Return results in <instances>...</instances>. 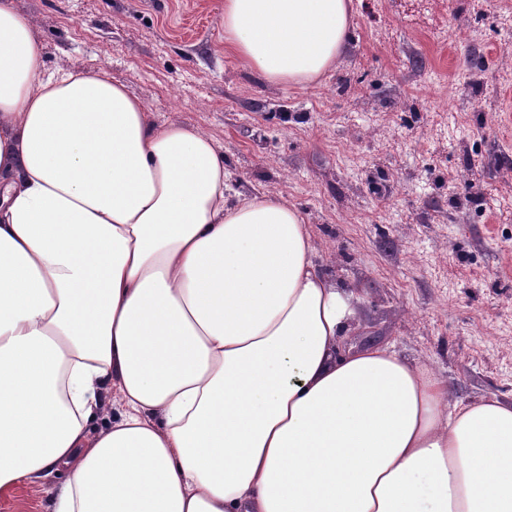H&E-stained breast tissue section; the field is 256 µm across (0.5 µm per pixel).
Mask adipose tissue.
<instances>
[{
  "label": "adipose tissue",
  "instance_id": "adipose-tissue-1",
  "mask_svg": "<svg viewBox=\"0 0 512 512\" xmlns=\"http://www.w3.org/2000/svg\"><path fill=\"white\" fill-rule=\"evenodd\" d=\"M352 0H224L267 82L333 68ZM201 129L106 71L45 74L0 0V490L52 512H512V403L449 404L282 197L231 204ZM120 404L107 421L105 394ZM61 474L35 482H23L8 492L0 493V512H50L54 489Z\"/></svg>",
  "mask_w": 512,
  "mask_h": 512
}]
</instances>
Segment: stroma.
Instances as JSON below:
<instances>
[{"mask_svg":"<svg viewBox=\"0 0 512 512\" xmlns=\"http://www.w3.org/2000/svg\"><path fill=\"white\" fill-rule=\"evenodd\" d=\"M45 72L106 69L154 123L212 137L231 194L300 210L314 255L360 291L372 336L448 383L512 402V9L353 0V37L316 85L263 81L224 48V0H11ZM60 474L0 493L51 512Z\"/></svg>","mask_w":512,"mask_h":512,"instance_id":"35a3bbf8","label":"stroma"}]
</instances>
